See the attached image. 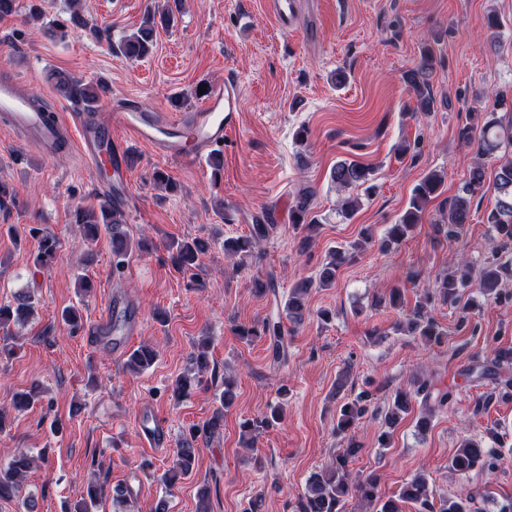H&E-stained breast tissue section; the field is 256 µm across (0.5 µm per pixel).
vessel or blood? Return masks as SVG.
I'll return each instance as SVG.
<instances>
[{
  "label": "vessel or blood",
  "instance_id": "1",
  "mask_svg": "<svg viewBox=\"0 0 512 512\" xmlns=\"http://www.w3.org/2000/svg\"><path fill=\"white\" fill-rule=\"evenodd\" d=\"M239 108L240 88L230 79L214 86L194 111L178 117L148 112L132 103L108 112H43L35 106L25 80H0V128L16 141L43 151L54 150L58 142H66L68 147L77 149L90 172H98L101 164H108L116 181L101 184V195L121 203L127 197L120 161L125 139L149 145L158 155L184 159L222 146L225 136L237 127ZM139 322L140 314L133 303L120 297L110 298L88 329L87 342L97 348L105 336L118 333L114 352L122 354ZM138 424L146 450L158 452L170 447L171 429L154 410H142Z\"/></svg>",
  "mask_w": 512,
  "mask_h": 512
}]
</instances>
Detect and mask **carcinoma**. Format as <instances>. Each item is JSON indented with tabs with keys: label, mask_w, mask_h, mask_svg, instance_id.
I'll return each mask as SVG.
<instances>
[{
	"label": "carcinoma",
	"mask_w": 512,
	"mask_h": 512,
	"mask_svg": "<svg viewBox=\"0 0 512 512\" xmlns=\"http://www.w3.org/2000/svg\"><path fill=\"white\" fill-rule=\"evenodd\" d=\"M175 13L172 7L157 12L148 13L139 28L126 36L119 45L120 54L129 59H141L147 56L154 45L157 30L168 29L174 25ZM69 23L73 28L82 32L99 35L100 30L90 24L85 15V0H70ZM434 69V58L431 52L423 53L419 64L404 74V80L415 96L414 110L428 113L434 111V98L430 91V78ZM57 91L67 100L76 105L92 110L99 104L102 94L106 92L103 82H86L80 78L72 77L59 72L54 75ZM511 112L505 94H495L493 109L479 115H473L474 126L479 127L478 152L482 155H493L499 149L504 137V127L497 111ZM373 170L355 161H339L331 171V180L338 188L362 187L369 194L373 191ZM485 182V171L481 164H475L469 171L462 192L448 200V216L439 230L448 239L461 236L465 224L470 221L471 204L477 193L481 192ZM498 195L494 206L490 209L486 223L494 225L496 231L512 239V158L500 164L495 178ZM444 177L436 172L427 174L413 189L408 207L399 217L398 222L387 228L383 245L390 247L398 245L407 233L421 220L428 203L441 194ZM312 205V194L307 190L297 193L295 202L291 207L292 223L304 225L311 229L316 225L314 219L308 218ZM75 223L85 228L84 239L94 242L105 237L112 243L113 268L121 272L125 267L126 259L133 249L134 242L124 222L123 211L115 203L101 200L93 207L78 206L75 208ZM272 224H253L250 233L238 238L224 240V252L241 259L251 257L270 231ZM29 234L39 240V251L36 261L46 265L53 258L58 245L56 236L44 231L43 228L32 226ZM171 262L174 267L183 272H189L199 266L202 256L208 251V244L197 239L184 240L169 246ZM504 245H498L493 250L491 258L487 259L478 271L480 288L488 296L495 299L502 298L500 284L503 267L498 261V254ZM349 251L338 248L330 252L329 261L323 267L318 285L326 288L335 283L340 267L348 260ZM472 268L463 259L457 260L454 268H449L436 277V287L424 290L415 304L414 310L406 319L405 332L418 336L426 342L438 341L442 333L434 318L430 315L431 306L437 297L458 304L461 302L463 290L470 285ZM312 288V282L303 281L296 284L288 294V301L283 307L288 321L299 324L307 313L306 299ZM463 303V302H461ZM472 310L470 302L463 303L461 322H466L469 311ZM35 311L33 296L26 290L14 295V303L0 304V326L3 327L11 320L24 321ZM239 339L251 342L256 338L268 337L272 346V359L276 363L286 360V347L288 342L284 336L280 314L265 318L260 324L251 328L241 327L237 330ZM206 345H201L198 354L194 356L197 376L182 375L172 383V392L180 397L190 392L193 384L202 382L203 374L210 368V360L205 352ZM157 357L155 349L149 345H142L134 350L126 360V367L138 372L151 365ZM512 364V348L500 345L488 347L486 359L476 362L475 367L482 371L492 372ZM235 380L224 378V391L219 399L221 408L203 423L195 425L190 435L183 438L169 468L163 474V479L169 488L175 487L177 481L188 475L195 464L198 448V439L214 435L224 426V411L229 409L234 400ZM453 393L450 390L438 389L429 380L420 382L413 392L399 391L396 393L391 405L384 414L386 430L378 436L380 447H390L392 433L390 429L408 414L412 402L420 400L421 415L417 421V428L425 432L430 426L431 417L441 409L448 407ZM369 394L362 392L356 398L343 402L337 414L336 433L347 437L345 448L338 452L320 471L312 474L307 480L305 491L298 495L292 512H346V503L349 498L357 497L370 506L371 512H404V504L411 503L415 512H472L473 497L469 494H459L440 499L435 504V496L429 487L425 474H417L406 482L399 494L387 499L379 495L378 478L374 474L366 477L353 474L349 464L356 457L361 445L355 440L353 433L360 420L368 413ZM281 420V410L277 407L271 409L242 425L243 436L247 438L246 447L253 446L256 438L274 423ZM34 464V457L25 450H17L8 459L7 463L0 464V500L12 499L19 490L20 482ZM496 466L495 453L486 448L476 439L463 440L453 456L448 460V469L455 474L466 477L473 470L489 469ZM102 489L90 485L86 495L81 497L74 505L73 512H93Z\"/></svg>",
	"instance_id": "1"
}]
</instances>
